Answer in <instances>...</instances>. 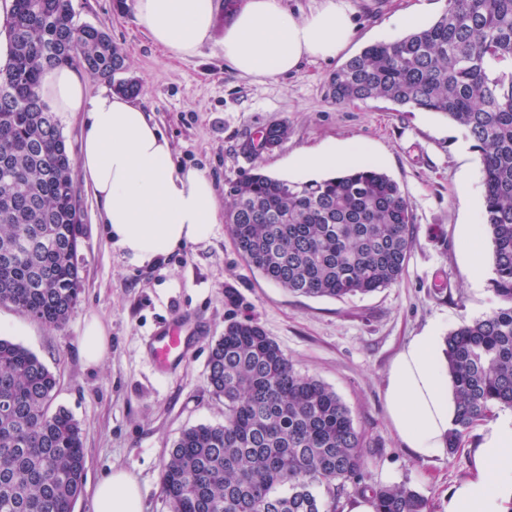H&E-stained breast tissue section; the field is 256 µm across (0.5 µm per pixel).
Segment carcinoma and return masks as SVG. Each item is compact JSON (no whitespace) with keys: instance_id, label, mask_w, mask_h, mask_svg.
I'll use <instances>...</instances> for the list:
<instances>
[{"instance_id":"obj_1","label":"carcinoma","mask_w":512,"mask_h":512,"mask_svg":"<svg viewBox=\"0 0 512 512\" xmlns=\"http://www.w3.org/2000/svg\"><path fill=\"white\" fill-rule=\"evenodd\" d=\"M0 68V306L61 326L78 301L81 212L56 113L39 95L43 70L75 66L115 79L124 57L107 32L74 19L69 0H11ZM339 105L384 100L396 112L440 114L474 142L482 223L502 304L446 337L456 400L448 454L478 422L512 408V0H445L430 25L350 57L329 77ZM263 142L281 144L274 124ZM225 223L249 268L296 296L344 299L395 284L414 239L399 185L371 164L294 182L259 170L224 184ZM209 387L224 421L184 430L162 470L170 512H336L366 468L365 433L336 392L297 372L254 320L230 318L212 345ZM53 371L0 338V512H73L82 490V431L52 407ZM376 512H428L407 484L365 486Z\"/></svg>"}]
</instances>
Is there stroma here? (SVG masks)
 Masks as SVG:
<instances>
[{
    "instance_id": "obj_1",
    "label": "stroma",
    "mask_w": 512,
    "mask_h": 512,
    "mask_svg": "<svg viewBox=\"0 0 512 512\" xmlns=\"http://www.w3.org/2000/svg\"><path fill=\"white\" fill-rule=\"evenodd\" d=\"M134 0H70L78 22L106 31L125 57L126 78L170 138L178 165L201 170L222 197L225 182L257 168L297 180L292 158L301 150L354 143L366 161L394 179L415 217L414 243L394 285L344 299L296 297L251 271L237 252L229 227L216 225L206 242L164 260L133 266L113 247L100 207L80 168L71 175L80 201L82 290L67 322L53 327L0 307V336L35 353L57 376L55 405L69 410L83 432L86 468L73 512H93V491L112 470L132 473L141 512H169L161 476L174 442L187 428L224 419V401L212 394L208 360L231 317L252 318L280 346L294 368L331 387L349 408L372 449L364 481L372 486L407 483L442 512L448 490L465 477V451L417 458L403 448L390 424L383 380L402 345L429 325L449 333L497 307L493 270L474 284L461 253L458 230L480 224L481 159L462 131L438 114L397 112L382 100L339 106L328 77L333 59L297 72L256 81L224 65V24L232 0H214V32L200 52L172 58L140 31ZM357 35L346 56L389 42L408 30L392 24L399 11L423 8V24L443 10L442 0H348ZM288 137L257 156L241 143L274 123ZM188 313L206 332L190 357L169 375L158 372L147 342L172 316ZM97 316L110 337L99 365L81 350L85 320Z\"/></svg>"
}]
</instances>
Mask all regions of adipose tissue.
Returning a JSON list of instances; mask_svg holds the SVG:
<instances>
[{
	"mask_svg": "<svg viewBox=\"0 0 512 512\" xmlns=\"http://www.w3.org/2000/svg\"><path fill=\"white\" fill-rule=\"evenodd\" d=\"M137 26L175 56H195L214 30L212 0H134ZM346 0H318L309 12L284 0H239L224 27V63L258 81L285 77L304 63L336 58L355 34ZM40 92L53 111L81 117L79 163L100 207L112 244L134 266L209 240L219 222L211 181L176 165L168 138L136 97L103 91L89 95L79 69L44 72ZM362 161L355 144L302 151V172L346 168ZM388 417L403 446L417 457L446 446L455 417L441 336L427 328L411 337L384 380ZM468 475L448 491L444 512H512V410L479 430L468 448ZM94 512H141L136 479L112 471L94 491Z\"/></svg>",
	"mask_w": 512,
	"mask_h": 512,
	"instance_id": "1",
	"label": "adipose tissue"
}]
</instances>
